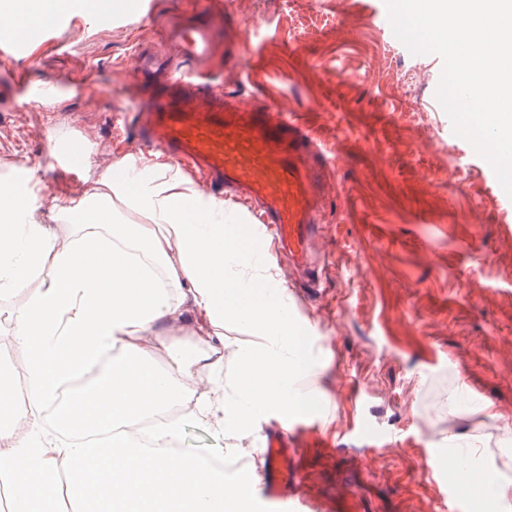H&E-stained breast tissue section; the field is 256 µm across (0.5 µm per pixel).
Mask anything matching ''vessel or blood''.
<instances>
[{
  "mask_svg": "<svg viewBox=\"0 0 512 512\" xmlns=\"http://www.w3.org/2000/svg\"><path fill=\"white\" fill-rule=\"evenodd\" d=\"M229 14L226 0H210L205 20L171 26L166 54L141 52L133 66L149 88L137 103V134L151 154L178 163L215 195L244 200L249 228L264 230L290 265L308 267L319 233L316 215L322 152L297 113L256 104L213 85L220 25ZM303 432L299 423L265 434L256 512H330L288 485V452ZM448 503L463 512L456 477L426 469Z\"/></svg>",
  "mask_w": 512,
  "mask_h": 512,
  "instance_id": "obj_1",
  "label": "vessel or blood"
}]
</instances>
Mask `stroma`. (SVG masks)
I'll use <instances>...</instances> for the list:
<instances>
[{"mask_svg":"<svg viewBox=\"0 0 512 512\" xmlns=\"http://www.w3.org/2000/svg\"><path fill=\"white\" fill-rule=\"evenodd\" d=\"M208 0H134L109 25L95 0H66L67 27L33 41L0 68V167L36 159L48 142L82 141L70 179L36 169L44 223L52 199L81 198L103 168L128 159L135 125L116 134L117 110L135 111L118 90L136 46L167 52L162 30L176 17L203 19ZM211 74L224 91L299 113L335 158L317 222L330 259L319 293L300 294L299 276L279 268L297 314L315 340L307 353L324 368L326 402L298 413L311 423L288 457L301 491L334 512H433L423 479L442 431L475 428L439 401L457 385L472 403L491 402L512 427V198L491 166L456 136L436 100L443 62L414 55L394 36L384 0H231ZM59 87L29 104L14 82ZM427 74L423 84L411 80ZM84 114L82 125L67 115ZM389 446L371 453L381 433ZM183 450L216 461L225 440L183 423Z\"/></svg>","mask_w":512,"mask_h":512,"instance_id":"stroma-1","label":"stroma"}]
</instances>
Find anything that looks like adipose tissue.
<instances>
[{"label": "adipose tissue", "mask_w": 512, "mask_h": 512, "mask_svg": "<svg viewBox=\"0 0 512 512\" xmlns=\"http://www.w3.org/2000/svg\"><path fill=\"white\" fill-rule=\"evenodd\" d=\"M0 175V301L26 353L0 369V476L13 512H251L252 473L228 482L203 457L168 453L192 419L228 439L307 404L319 376L298 320L231 210L172 166L123 164L101 190L57 198L64 228L36 216L40 183ZM177 269H168L170 257ZM247 329L245 344L225 325ZM186 327L183 336L167 328ZM164 354V365L153 357ZM26 397L17 400L15 380ZM155 419V451L131 426Z\"/></svg>", "instance_id": "adipose-tissue-1"}]
</instances>
